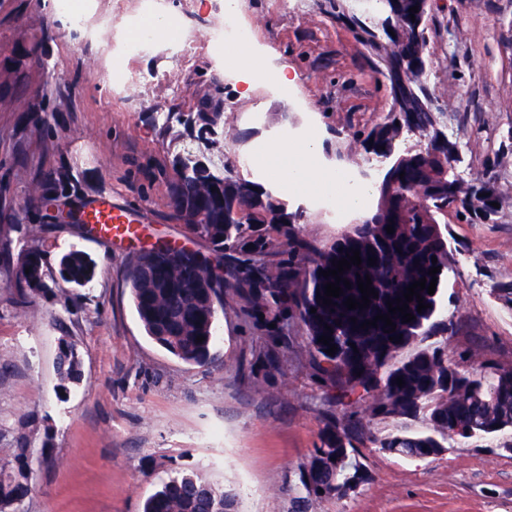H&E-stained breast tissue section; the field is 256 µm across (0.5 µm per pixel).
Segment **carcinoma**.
I'll list each match as a JSON object with an SVG mask.
<instances>
[{
    "mask_svg": "<svg viewBox=\"0 0 512 512\" xmlns=\"http://www.w3.org/2000/svg\"><path fill=\"white\" fill-rule=\"evenodd\" d=\"M368 12L355 0H317L320 12L346 26L366 51L372 67L389 86L390 111L386 120L368 131L354 133L364 155L357 168H379L372 183L378 202L372 216L352 225L333 242L318 246L297 237L290 225L303 210L289 204L275 191L239 175L211 169L201 159L178 156L167 181L170 217L182 223L193 238L209 244L210 253L194 263L180 255L136 253L127 266V280L134 307L144 330L153 341L187 364L202 365L211 359L217 343V321L224 312V275L235 276L236 268L224 270V251L240 255L239 263L249 271L255 288L254 303L277 311L283 301L293 303L307 329L315 369L325 387L339 392L350 410L338 418L330 415L320 433V444L300 471L306 497L334 494L336 485L365 479L358 444L367 434V423L375 416L405 420L423 419L426 430L404 428L374 439L377 447L403 455H438L450 441H493L512 449V367L491 372L476 353L473 367L460 372L452 367L448 351L423 347L413 354L405 350L440 332L455 333L456 323L445 316L444 296L455 261L448 248V210L466 218L480 219L487 207L473 181L456 168L458 145L446 133L443 112L433 105L435 97L427 85L429 53L426 20L433 0H367ZM418 7L415 17L409 9ZM209 129L224 127V113L214 104L197 113ZM419 137L417 144L400 151L403 136ZM393 225L394 233L386 231ZM284 238L283 258L272 266L255 264L270 246L267 230ZM360 250L361 266L343 277L351 288L323 305L324 286L335 282L319 271L334 269L332 261ZM377 258L368 265V258ZM437 263H432V258ZM437 266L435 293L420 292L430 308L417 311L418 302L408 303L415 316L409 323L400 314L392 316L396 329L386 332L360 324L388 313L387 302L403 296L406 287L422 278L431 281ZM0 267L15 275L18 295L33 299L53 292L60 282L87 288L93 282L97 262L85 251L64 253L52 270L43 251L30 245L14 255L0 250ZM370 275L378 297L364 309L349 310L348 297L362 299L357 277ZM316 312H310V309ZM357 322H351V318ZM331 330H326L325 326ZM402 340H396V336ZM203 336L205 340L198 341ZM329 336L337 347L318 338ZM394 340H389V337ZM361 375H356V372ZM57 391L69 392L80 384L82 365L77 342L69 335L58 340ZM401 377L405 385L398 386ZM33 433L17 439L8 457L0 458V512H17V506L32 493L28 444ZM234 497L200 474L181 472L162 482L147 499L143 512H235Z\"/></svg>",
    "mask_w": 512,
    "mask_h": 512,
    "instance_id": "obj_1",
    "label": "carcinoma"
}]
</instances>
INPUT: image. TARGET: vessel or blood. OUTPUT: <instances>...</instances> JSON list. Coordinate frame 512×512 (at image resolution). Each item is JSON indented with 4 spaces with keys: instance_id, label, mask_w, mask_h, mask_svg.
Instances as JSON below:
<instances>
[{
    "instance_id": "obj_1",
    "label": "vessel or blood",
    "mask_w": 512,
    "mask_h": 512,
    "mask_svg": "<svg viewBox=\"0 0 512 512\" xmlns=\"http://www.w3.org/2000/svg\"><path fill=\"white\" fill-rule=\"evenodd\" d=\"M82 222L91 224L98 236L112 241H124L135 237L137 227L149 223V212L145 207L132 208L117 203L110 196H102L83 206Z\"/></svg>"
}]
</instances>
